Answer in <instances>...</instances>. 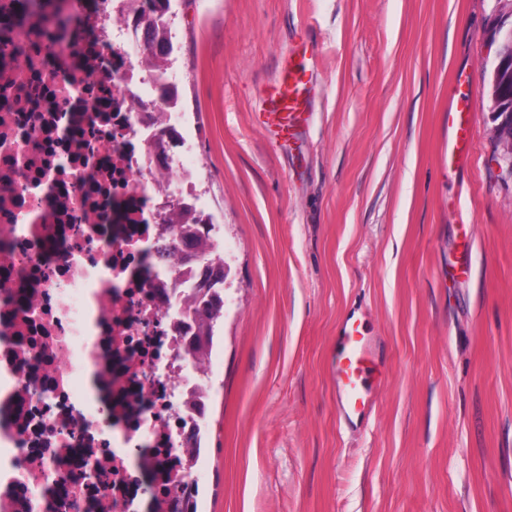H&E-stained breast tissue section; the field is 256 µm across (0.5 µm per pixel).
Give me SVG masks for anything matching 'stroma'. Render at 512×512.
Instances as JSON below:
<instances>
[{"mask_svg":"<svg viewBox=\"0 0 512 512\" xmlns=\"http://www.w3.org/2000/svg\"><path fill=\"white\" fill-rule=\"evenodd\" d=\"M495 0H172L183 131L227 252L201 512H512V177L483 65ZM318 46L310 121L265 92ZM473 149L446 152L456 76ZM469 277H458L462 263ZM360 319L375 406L336 397ZM498 141V149L495 154V162L500 169L512 177V129L504 128L495 131Z\"/></svg>","mask_w":512,"mask_h":512,"instance_id":"1","label":"stroma"}]
</instances>
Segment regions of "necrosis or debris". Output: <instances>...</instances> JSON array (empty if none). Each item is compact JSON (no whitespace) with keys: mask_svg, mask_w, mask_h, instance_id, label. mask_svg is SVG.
Instances as JSON below:
<instances>
[{"mask_svg":"<svg viewBox=\"0 0 512 512\" xmlns=\"http://www.w3.org/2000/svg\"><path fill=\"white\" fill-rule=\"evenodd\" d=\"M0 10V512H176L206 476L207 372L186 298L206 260L162 259L173 207L205 224L176 78L143 64V0H96L49 43L39 0ZM94 378L98 390L85 381Z\"/></svg>","mask_w":512,"mask_h":512,"instance_id":"necrosis-or-debris-1","label":"necrosis or debris"}]
</instances>
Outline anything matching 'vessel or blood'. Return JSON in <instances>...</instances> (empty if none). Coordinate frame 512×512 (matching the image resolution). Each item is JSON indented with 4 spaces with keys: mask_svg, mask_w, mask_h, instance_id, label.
<instances>
[{
    "mask_svg": "<svg viewBox=\"0 0 512 512\" xmlns=\"http://www.w3.org/2000/svg\"><path fill=\"white\" fill-rule=\"evenodd\" d=\"M306 72L303 65L289 68L272 88L265 125L277 138L295 137L308 122L309 115L302 109L308 91ZM471 150L472 139L464 132L463 111L458 103H451L448 108V155L460 159L468 156ZM368 355L369 348L359 324L346 321L337 339L332 379L343 409L359 418L369 414L374 406L364 378Z\"/></svg>",
    "mask_w": 512,
    "mask_h": 512,
    "instance_id": "vessel-or-blood-1",
    "label": "vessel or blood"
}]
</instances>
